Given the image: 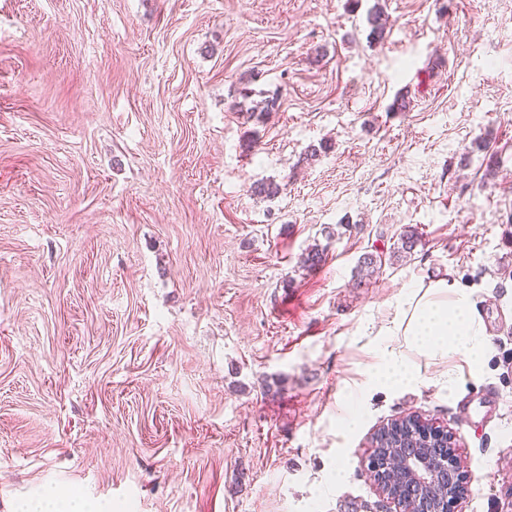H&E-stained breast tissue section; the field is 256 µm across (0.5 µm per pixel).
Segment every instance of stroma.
Masks as SVG:
<instances>
[{
  "instance_id": "1",
  "label": "stroma",
  "mask_w": 512,
  "mask_h": 512,
  "mask_svg": "<svg viewBox=\"0 0 512 512\" xmlns=\"http://www.w3.org/2000/svg\"><path fill=\"white\" fill-rule=\"evenodd\" d=\"M441 277L481 365L369 386L343 428L374 330ZM472 390L503 405L462 428ZM410 414L456 431L457 512H512V0H0V512H382L372 436ZM382 266V255L374 252H366L362 254L358 260L355 273L353 275L354 285L357 288L367 286Z\"/></svg>"
}]
</instances>
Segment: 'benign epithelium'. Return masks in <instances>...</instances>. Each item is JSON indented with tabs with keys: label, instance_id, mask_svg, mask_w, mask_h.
Instances as JSON below:
<instances>
[{
	"label": "benign epithelium",
	"instance_id": "obj_1",
	"mask_svg": "<svg viewBox=\"0 0 512 512\" xmlns=\"http://www.w3.org/2000/svg\"><path fill=\"white\" fill-rule=\"evenodd\" d=\"M402 421L411 443L400 448L375 444L369 457L379 495L395 512H454L459 496L468 491L456 433L417 415Z\"/></svg>",
	"mask_w": 512,
	"mask_h": 512
}]
</instances>
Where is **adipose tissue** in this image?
<instances>
[{
	"label": "adipose tissue",
	"instance_id": "obj_1",
	"mask_svg": "<svg viewBox=\"0 0 512 512\" xmlns=\"http://www.w3.org/2000/svg\"><path fill=\"white\" fill-rule=\"evenodd\" d=\"M378 334L369 373L390 385L421 383V364L444 363L449 352L478 364L486 350L485 328L472 312L469 292L444 278L407 289Z\"/></svg>",
	"mask_w": 512,
	"mask_h": 512
}]
</instances>
